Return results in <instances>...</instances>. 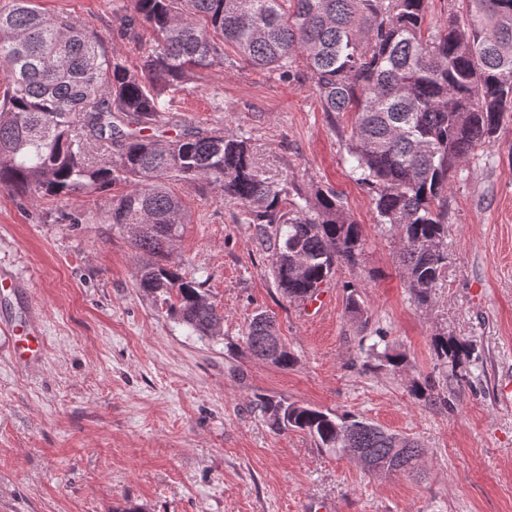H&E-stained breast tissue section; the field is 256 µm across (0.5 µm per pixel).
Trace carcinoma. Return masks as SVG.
I'll return each mask as SVG.
<instances>
[{
	"instance_id": "carcinoma-1",
	"label": "carcinoma",
	"mask_w": 512,
	"mask_h": 512,
	"mask_svg": "<svg viewBox=\"0 0 512 512\" xmlns=\"http://www.w3.org/2000/svg\"><path fill=\"white\" fill-rule=\"evenodd\" d=\"M428 0H131L117 16L125 36L141 24L156 32L140 72L108 49L89 24L50 16L34 0L0 10V187L71 199L112 195L105 223L127 233L150 259L137 275L189 334L214 336L224 319L202 284L172 262L187 223L169 182L204 183L224 192L271 255L276 287L305 301L340 264L365 249L361 225L332 191L308 192L257 165L250 138L191 125L170 140L143 134L160 99L183 74L224 60L230 48L281 78L298 76L303 56L326 112L354 114L346 162L374 201L377 223L397 230L406 287L432 303L447 263L444 240L451 174L494 140L512 112V0H448V22H427ZM113 152L103 160L94 147ZM275 320L255 314L243 343L286 369L294 356L273 342ZM441 361L464 349L438 336ZM271 429H298L321 448H360L389 472H411L414 441L363 419L260 400Z\"/></svg>"
}]
</instances>
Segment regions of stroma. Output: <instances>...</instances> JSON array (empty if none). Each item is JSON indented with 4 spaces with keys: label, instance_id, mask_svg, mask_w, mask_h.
<instances>
[{
    "label": "stroma",
    "instance_id": "obj_1",
    "mask_svg": "<svg viewBox=\"0 0 512 512\" xmlns=\"http://www.w3.org/2000/svg\"><path fill=\"white\" fill-rule=\"evenodd\" d=\"M89 23L139 70L149 26L119 32L129 0H37ZM157 139L180 121L250 137L268 176L335 191L366 239L356 265L319 289L326 309L276 287L255 225L220 190L174 183L190 222L174 244L181 274L202 282L224 315L199 338L136 286L143 259L104 224L111 192L77 202L0 188V323L44 328L40 360L20 367L0 332V512H512V120L478 147L448 189V264L429 308L404 282L388 225L346 162L350 116L323 112L309 75L283 80L231 58L188 73ZM77 206L81 224L61 221ZM363 303L352 319L349 297ZM273 313L294 354L281 369L250 355L243 336ZM461 342L443 363L433 338ZM398 366L371 352L376 337ZM430 384L439 399L415 398ZM270 398L352 414L422 446L421 476L369 473L298 430L277 433L256 402Z\"/></svg>",
    "mask_w": 512,
    "mask_h": 512
}]
</instances>
